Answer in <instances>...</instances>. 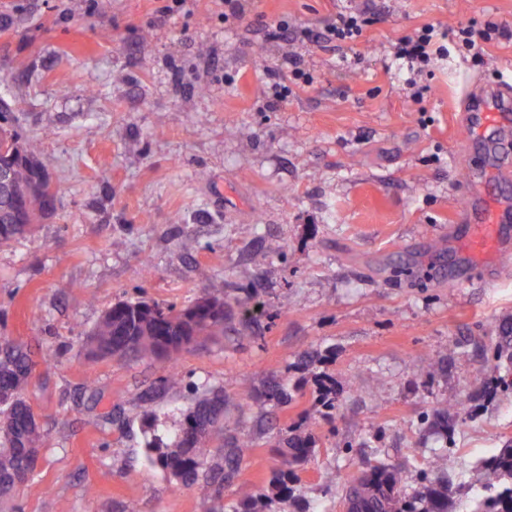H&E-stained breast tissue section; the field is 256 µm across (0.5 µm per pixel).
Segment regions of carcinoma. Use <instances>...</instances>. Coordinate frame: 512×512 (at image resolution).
Wrapping results in <instances>:
<instances>
[{
	"label": "carcinoma",
	"instance_id": "carcinoma-1",
	"mask_svg": "<svg viewBox=\"0 0 512 512\" xmlns=\"http://www.w3.org/2000/svg\"><path fill=\"white\" fill-rule=\"evenodd\" d=\"M36 142L22 144L12 128L9 112L0 108V168L10 180L0 187V245L25 238L32 225L51 213L49 182ZM229 289L217 283L206 297L175 309L144 300L119 302L108 308L89 334L88 347L95 357L132 354L164 364L167 381L178 384L179 355L203 336L224 333V307ZM497 359L512 362V320L499 323L494 345ZM23 342L0 345V512H17L13 502L38 467L46 434L27 397V387L38 363ZM448 407L436 408L421 419L425 428L448 432ZM313 436L286 437L275 449L278 466L267 488L230 504L221 502V486L249 457L254 440L238 438L224 427V393L201 392L185 411L179 432L168 442L148 446V458L159 465L176 487L195 491L217 507L211 512H263L274 497L280 512H313V507L290 487L293 468L315 454ZM222 462H214L217 449ZM449 459L437 454L418 472L419 486L401 491L406 465L380 461L349 484L343 495L346 512H448L454 491L448 476ZM479 483L484 490L476 512H512V446L503 448L480 464Z\"/></svg>",
	"mask_w": 512,
	"mask_h": 512
}]
</instances>
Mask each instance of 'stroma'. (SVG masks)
<instances>
[{
	"mask_svg": "<svg viewBox=\"0 0 512 512\" xmlns=\"http://www.w3.org/2000/svg\"><path fill=\"white\" fill-rule=\"evenodd\" d=\"M94 2L0 0V103L59 188L54 216L0 246V337L55 358L28 386L46 447L19 512H210L143 456L203 386L223 391L231 434L257 439L228 503L266 487L281 434L316 439L295 483L316 512H346L343 486L378 459L421 469L444 451L467 474L512 441V365L490 364L512 264L465 260L450 233L468 186L464 95L512 86V0H371L352 50L263 36L283 17L323 26L340 0H250L230 23L214 0L166 20L159 0ZM472 20L500 31L478 58L448 41L411 101L392 42ZM291 54L316 81L267 109L266 69ZM223 280L239 300L229 328L182 351L180 384L154 360L89 356L113 304L181 308ZM273 379L288 404L260 402ZM440 405L457 411L444 440L419 425Z\"/></svg>",
	"mask_w": 512,
	"mask_h": 512,
	"instance_id": "stroma-1",
	"label": "stroma"
}]
</instances>
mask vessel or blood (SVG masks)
<instances>
[{"label":"vessel or blood","mask_w":512,"mask_h":512,"mask_svg":"<svg viewBox=\"0 0 512 512\" xmlns=\"http://www.w3.org/2000/svg\"><path fill=\"white\" fill-rule=\"evenodd\" d=\"M465 124L473 142L483 140L487 131L512 127V92L496 89L474 93ZM454 221L466 225L462 244L471 259L481 261L506 249L503 227L512 222V204L491 195L484 183L474 182Z\"/></svg>","instance_id":"b4317fda"}]
</instances>
